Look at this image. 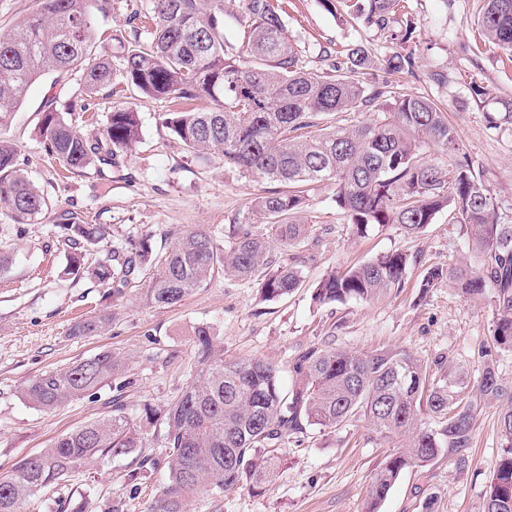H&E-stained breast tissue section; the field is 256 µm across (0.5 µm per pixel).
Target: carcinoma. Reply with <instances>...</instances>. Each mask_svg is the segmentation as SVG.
Wrapping results in <instances>:
<instances>
[{"instance_id": "obj_1", "label": "carcinoma", "mask_w": 512, "mask_h": 512, "mask_svg": "<svg viewBox=\"0 0 512 512\" xmlns=\"http://www.w3.org/2000/svg\"><path fill=\"white\" fill-rule=\"evenodd\" d=\"M400 0H368L365 21L391 32L400 49L384 59L363 45L336 58L332 73L303 66L274 0H243V38L234 52L224 46V0H153L151 28L133 30L132 39L109 35L121 50L118 67L99 49L96 17L111 0H41L40 11L0 30V122L22 105L29 86L48 71L83 70L85 100L123 85L151 98L203 101L206 106L162 114V125L199 156L218 155L224 165L255 181L282 189L251 199L229 227L228 244H218L204 228L179 233L175 245L152 273L144 298L168 308L179 304L222 271L238 279L262 277L267 300L283 298L303 283L296 265L274 255L273 242L293 247L308 235L301 222L311 187L328 182L333 201L358 236L375 225L398 224L418 234L443 210L465 226L472 251L482 258L476 271L468 262L431 266L420 293L443 282L468 299L494 288L497 318L492 345L477 351L483 371L473 385L463 372L432 373L405 350L356 353L311 346L289 365L292 384L262 359L226 360L207 324L194 328L196 371L191 382L162 409L144 405L142 417L166 428L168 482L150 512H186L188 500L205 491L221 494L272 482L284 459L278 444L296 442L315 428L321 432L352 420L369 424L393 451L377 466L364 512H380L390 490L409 468H425L440 455L464 462L480 407H501L497 461L484 512H512V384L494 369L493 352L512 351V224L498 222L495 204L481 173L461 154L456 129L446 112L419 93L384 98L369 83L382 68L414 74L407 50L414 27L396 17ZM482 34L512 53V0H483ZM346 112L375 115L348 127H318L316 118ZM141 136L139 113L116 107L101 135L88 137L62 112H43L39 137L65 168L79 172L110 167ZM432 145L437 157H420ZM48 209L44 194L23 172L16 149L0 140V210L16 223L30 224ZM62 228L72 249L69 269L85 271L81 248L105 234L103 226L69 215ZM153 252L149 241L112 252L91 269L93 278L120 296L140 275ZM408 255L389 252L347 267L319 282L320 303L373 299L404 284ZM110 316L80 321L73 336L103 332ZM122 372L105 350L64 369L31 379L22 395L32 405L53 410ZM140 437L119 405L112 416L57 437L49 447L20 460L0 480V512H21L34 491L51 487L99 456L128 455Z\"/></svg>"}]
</instances>
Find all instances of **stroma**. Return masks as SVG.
<instances>
[{
	"label": "stroma",
	"instance_id": "1",
	"mask_svg": "<svg viewBox=\"0 0 512 512\" xmlns=\"http://www.w3.org/2000/svg\"><path fill=\"white\" fill-rule=\"evenodd\" d=\"M288 35L307 67L326 68V53L364 44L378 57L393 51L386 32L340 15L326 0H279ZM416 29L411 47L413 74H380L387 90L419 92L439 101L455 127L463 151L479 168L496 204L501 223L512 224V123L490 125L487 115L512 99V54L478 30L481 0H407ZM446 82H438L437 74ZM485 95H475V86ZM81 70L53 73L37 80L18 112L0 123V138L16 148L21 167L49 202L31 224L15 223L0 212V254L10 259L0 272V479L23 457L49 447L58 436L112 413L120 396L125 415L139 420L144 405L171 402L194 373L193 331L212 327L230 359L260 358L288 368L311 345L357 352L405 350L428 366L461 367L470 377L482 370L476 351L491 336L497 318L492 294L468 300L441 285L420 295L418 284L428 267L449 266L468 258L469 237L460 225L439 213L417 235L399 225L374 226L357 237L333 201V188L317 184L304 215L310 224L297 249L278 248L281 262L301 258L304 284L287 297L262 300L257 280L218 273L177 306L159 309L143 299L148 276L126 289L120 299L87 273L69 271L71 248L59 227L66 212L83 223L102 225L106 234L87 246L89 270L129 243L149 239L162 255L178 232L203 227L227 230L250 198L267 191L264 183L243 178L219 159L204 162L186 153L162 126V113L174 100L146 98L135 91L102 90L86 112L68 114L78 132H101L113 106L130 103L138 112L142 135L117 166L67 172L49 156L36 131L48 106L64 108L80 97ZM402 252L410 264L398 292L373 300L321 304L313 298L327 275L378 254ZM111 312L99 335L74 337L78 321ZM126 361L119 380L56 409L44 411L21 394L30 379L62 369L99 351ZM500 407L490 403L478 413L465 464L444 455L431 465L405 471L391 489L381 512H483L494 466L502 453L497 436ZM166 431L143 429V446L122 457L89 463L65 481L36 492L22 512H58L59 503L87 499L90 512H148L168 480ZM367 423L352 422L333 431H310L302 443L282 442L287 464L265 492L235 489L221 495L199 493L187 512H364L374 469L385 454ZM155 466L139 468L142 457ZM137 482H130L132 470Z\"/></svg>",
	"mask_w": 512,
	"mask_h": 512
}]
</instances>
